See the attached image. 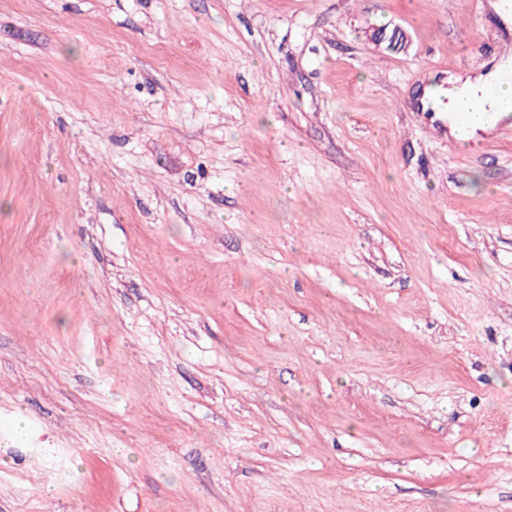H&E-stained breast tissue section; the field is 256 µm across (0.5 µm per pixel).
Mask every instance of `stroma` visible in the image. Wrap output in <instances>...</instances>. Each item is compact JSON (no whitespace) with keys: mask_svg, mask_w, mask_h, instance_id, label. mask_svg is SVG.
<instances>
[{"mask_svg":"<svg viewBox=\"0 0 512 512\" xmlns=\"http://www.w3.org/2000/svg\"><path fill=\"white\" fill-rule=\"evenodd\" d=\"M506 43L490 0H0V512H512V122L420 104Z\"/></svg>","mask_w":512,"mask_h":512,"instance_id":"stroma-1","label":"stroma"}]
</instances>
